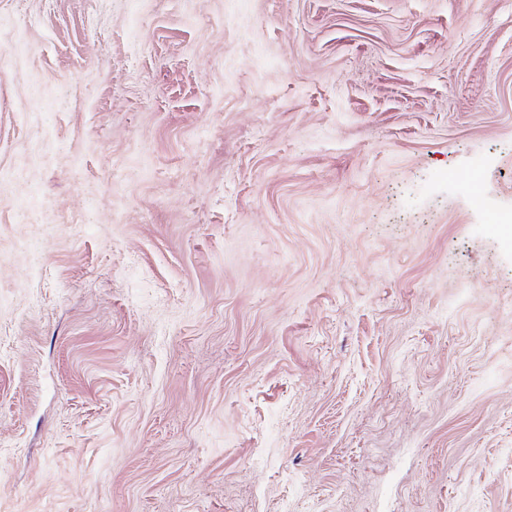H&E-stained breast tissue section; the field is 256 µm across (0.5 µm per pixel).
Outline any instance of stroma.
<instances>
[{"mask_svg":"<svg viewBox=\"0 0 512 512\" xmlns=\"http://www.w3.org/2000/svg\"><path fill=\"white\" fill-rule=\"evenodd\" d=\"M5 49L0 512H512V0H0Z\"/></svg>","mask_w":512,"mask_h":512,"instance_id":"stroma-1","label":"stroma"}]
</instances>
